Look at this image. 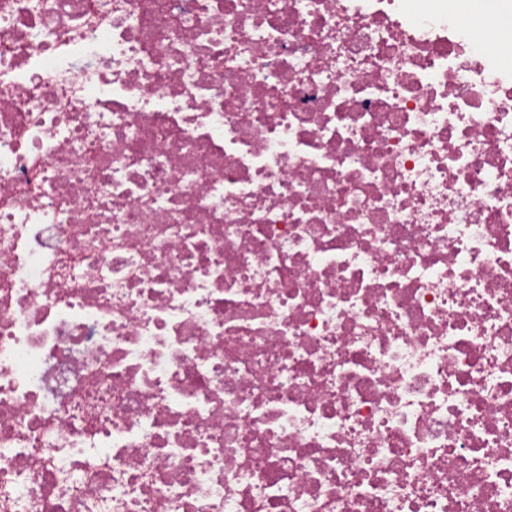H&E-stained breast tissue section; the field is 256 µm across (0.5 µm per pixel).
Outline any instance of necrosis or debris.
<instances>
[{"label":"necrosis or debris","mask_w":512,"mask_h":512,"mask_svg":"<svg viewBox=\"0 0 512 512\" xmlns=\"http://www.w3.org/2000/svg\"><path fill=\"white\" fill-rule=\"evenodd\" d=\"M447 0H0V512H512V30Z\"/></svg>","instance_id":"1"}]
</instances>
